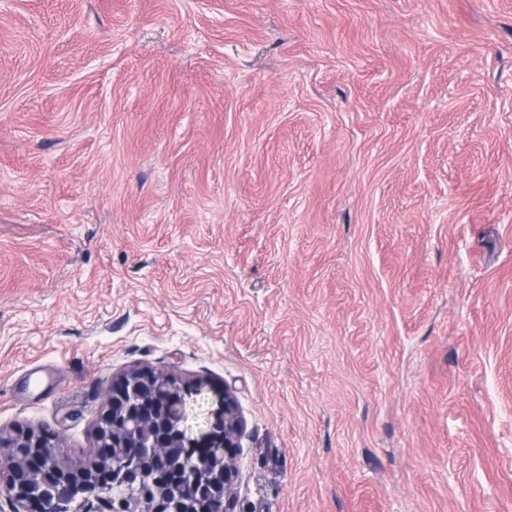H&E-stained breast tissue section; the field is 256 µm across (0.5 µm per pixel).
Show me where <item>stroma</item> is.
Masks as SVG:
<instances>
[{"instance_id": "obj_1", "label": "stroma", "mask_w": 512, "mask_h": 512, "mask_svg": "<svg viewBox=\"0 0 512 512\" xmlns=\"http://www.w3.org/2000/svg\"><path fill=\"white\" fill-rule=\"evenodd\" d=\"M134 367L238 512H512V0H0V428Z\"/></svg>"}]
</instances>
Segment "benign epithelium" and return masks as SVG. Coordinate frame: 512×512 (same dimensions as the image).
Listing matches in <instances>:
<instances>
[{
  "label": "benign epithelium",
  "mask_w": 512,
  "mask_h": 512,
  "mask_svg": "<svg viewBox=\"0 0 512 512\" xmlns=\"http://www.w3.org/2000/svg\"><path fill=\"white\" fill-rule=\"evenodd\" d=\"M204 386L150 369L112 379L93 452L78 465L46 430L0 429V512H236L243 419L235 397L215 392L200 436L183 427L187 403ZM102 470L106 480L94 479ZM170 486L181 496H168Z\"/></svg>",
  "instance_id": "7a95c632"
}]
</instances>
